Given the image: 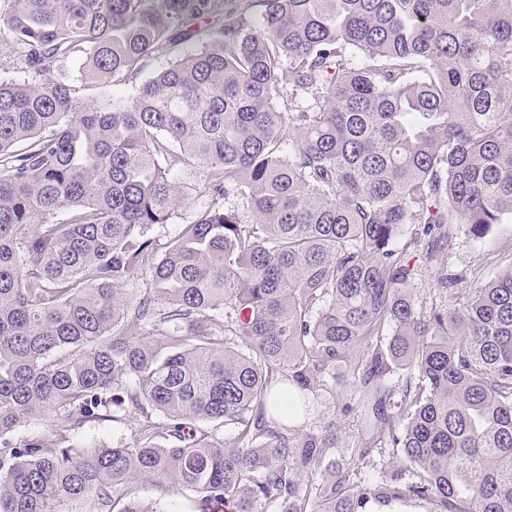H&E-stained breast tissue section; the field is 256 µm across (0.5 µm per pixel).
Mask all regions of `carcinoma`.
<instances>
[{
    "label": "carcinoma",
    "mask_w": 512,
    "mask_h": 512,
    "mask_svg": "<svg viewBox=\"0 0 512 512\" xmlns=\"http://www.w3.org/2000/svg\"><path fill=\"white\" fill-rule=\"evenodd\" d=\"M4 2L0 512H159L143 479L195 512H512V260L448 266L512 220V0ZM154 56L132 99L83 97ZM190 163L208 200L163 243ZM418 247L465 301L418 309ZM338 366L351 461L401 451L385 481L309 423ZM130 416L124 424L112 422L88 424L75 432L74 440L83 446L94 444L112 446L119 442H127L136 417L133 413Z\"/></svg>",
    "instance_id": "1"
}]
</instances>
